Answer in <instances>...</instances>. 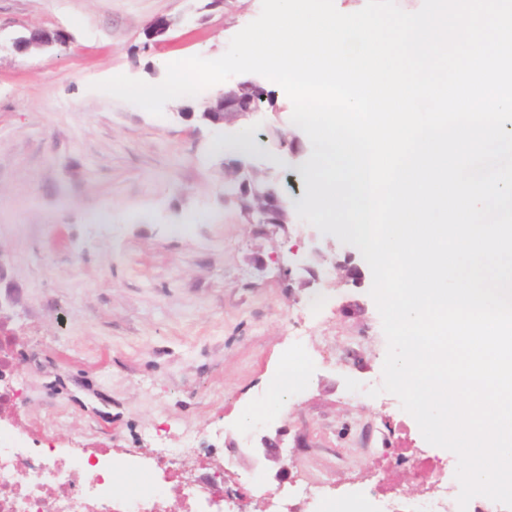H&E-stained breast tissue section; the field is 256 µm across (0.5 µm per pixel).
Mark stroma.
Masks as SVG:
<instances>
[{
  "label": "stroma",
  "mask_w": 512,
  "mask_h": 512,
  "mask_svg": "<svg viewBox=\"0 0 512 512\" xmlns=\"http://www.w3.org/2000/svg\"><path fill=\"white\" fill-rule=\"evenodd\" d=\"M260 12L261 0H0V293L16 298L0 334L16 356V431L131 457L151 454L156 427L173 448L184 430L217 429L208 464L225 487H386L401 449L427 445L400 401L358 394L381 383L387 352L364 258L302 220L259 233L225 205L222 154L198 117L219 86L159 117L94 88L223 55ZM161 17L173 25L156 37ZM35 28L66 45L16 50ZM345 261L361 280L339 278ZM310 267L318 279L301 287ZM289 359L284 413L237 416L263 406ZM277 431L283 463L255 464L249 447Z\"/></svg>",
  "instance_id": "35a3bbf8"
}]
</instances>
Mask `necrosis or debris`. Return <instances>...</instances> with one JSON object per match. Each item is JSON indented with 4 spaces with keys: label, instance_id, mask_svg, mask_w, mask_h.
Segmentation results:
<instances>
[{
    "label": "necrosis or debris",
    "instance_id": "4bbe7bcc",
    "mask_svg": "<svg viewBox=\"0 0 512 512\" xmlns=\"http://www.w3.org/2000/svg\"><path fill=\"white\" fill-rule=\"evenodd\" d=\"M187 449L202 463L212 455L211 448L198 446L192 437L181 449H154L147 461L116 462L104 450L91 457H64L49 448L27 453L19 439L0 427V512H168L171 490L178 494L182 512H214L218 507L239 512L237 500L222 490L223 471L211 469L198 480H182L177 459ZM409 466L431 490L415 512H447L452 486L437 477L442 459L424 448L390 462L393 484L365 493L364 512H397L396 480Z\"/></svg>",
    "mask_w": 512,
    "mask_h": 512
}]
</instances>
